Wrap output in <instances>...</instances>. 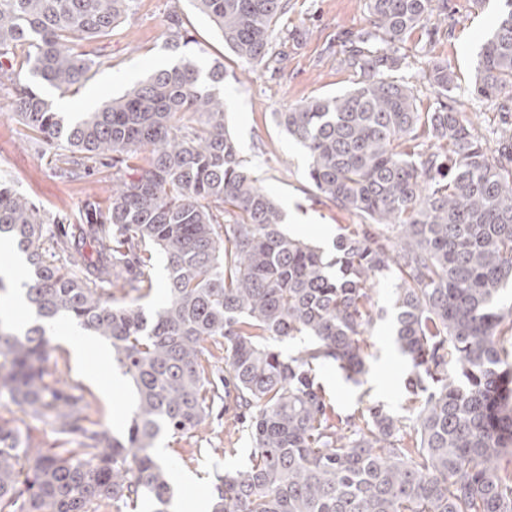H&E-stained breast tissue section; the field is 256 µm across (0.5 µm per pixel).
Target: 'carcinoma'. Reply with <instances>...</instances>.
I'll list each match as a JSON object with an SVG mask.
<instances>
[{
	"label": "carcinoma",
	"mask_w": 512,
	"mask_h": 512,
	"mask_svg": "<svg viewBox=\"0 0 512 512\" xmlns=\"http://www.w3.org/2000/svg\"><path fill=\"white\" fill-rule=\"evenodd\" d=\"M133 0H0V80L12 118L61 150L62 175L96 164L112 194L81 226L46 236L65 215L42 213L0 177V237L29 266L25 300L41 322L0 318V404L55 435L46 447L0 415V512H167L169 466L155 439L184 436L215 399L247 423L243 469L218 473L211 512H512V134L490 146L447 102L458 76L433 61L440 99L426 111L392 74L415 30L431 38L448 0H367L368 27L343 40L355 86L275 115L310 154L318 196L354 213L336 253L283 229V212L245 167L224 120V66L192 54L132 83L72 124L43 96L90 79L78 52ZM241 61L269 56L288 0H193ZM471 93L512 112V0L483 45ZM93 244L95 255L84 252ZM155 249L166 262L165 303L141 304ZM385 279L396 342L409 362L405 416L368 404L343 416L317 371L355 383ZM66 318L107 339L137 395L117 436L91 419L82 388L50 369L52 323ZM296 343L285 356L276 343ZM224 378H210L217 353Z\"/></svg>",
	"instance_id": "carcinoma-1"
}]
</instances>
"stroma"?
<instances>
[{
	"mask_svg": "<svg viewBox=\"0 0 512 512\" xmlns=\"http://www.w3.org/2000/svg\"><path fill=\"white\" fill-rule=\"evenodd\" d=\"M288 14L276 27L274 52L285 53L283 63L251 68L228 49L221 32L190 0H134L128 16L110 36L93 43L92 76L79 90L59 95L44 88V96L59 105L68 100L64 116L74 120L94 111L98 98L122 94L137 79L171 66L179 55L165 45L171 16H178L197 52L201 65H224L225 121L236 139L240 157L260 185L279 203L288 233L332 251L340 225L348 214L316 197L308 178L307 152L278 127L274 113L304 100L336 95L349 90L354 77L339 62L342 41L368 25L364 0H289ZM503 4L501 0H448V16L432 41L413 33L406 43V62L396 80L414 85L422 108L432 107L436 94L427 80L429 62H447L458 76L455 107L470 119L485 139H494L512 115L497 112L492 101L472 96L468 87L478 53L492 33ZM13 91L0 86V175L40 209L78 218L85 205L105 199L108 185L101 175L83 179L63 177L55 146L39 144L23 136L11 117ZM376 301L380 317L367 333L372 353L369 370L360 383L345 378L335 366L319 371V381L339 410L350 413L372 401L400 410L407 396L409 363L400 354L393 336V303L387 284H379ZM52 355L64 377L91 393L94 419L113 434H124L135 405L130 379L112 387L107 375L89 376L92 358L75 356L59 335H52ZM229 415L214 414L194 434H160L169 450L173 476L189 471L200 479L203 496H210L216 472L243 468L251 444L245 433L230 430Z\"/></svg>",
	"mask_w": 512,
	"mask_h": 512,
	"instance_id": "obj_1",
	"label": "stroma"
}]
</instances>
